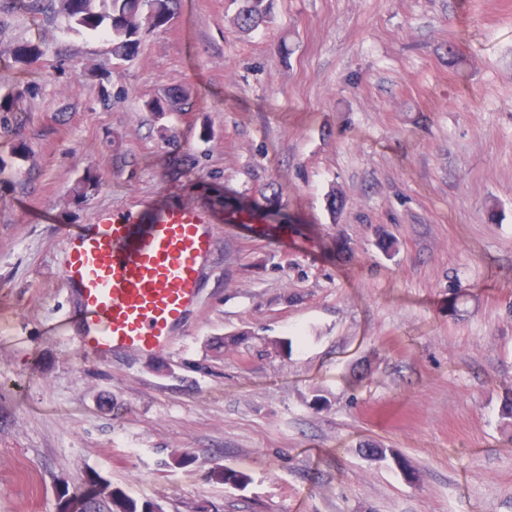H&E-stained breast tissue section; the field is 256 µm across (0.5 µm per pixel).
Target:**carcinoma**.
I'll return each mask as SVG.
<instances>
[{
    "label": "carcinoma",
    "mask_w": 512,
    "mask_h": 512,
    "mask_svg": "<svg viewBox=\"0 0 512 512\" xmlns=\"http://www.w3.org/2000/svg\"><path fill=\"white\" fill-rule=\"evenodd\" d=\"M235 21L240 31L254 32L271 22L274 0H237ZM58 10L69 23L93 31L102 28L104 21H111L112 56L125 60L138 50L140 31L144 25L161 26L173 14L175 0H33V7L42 5ZM182 98L165 96L146 102L151 112L163 114L180 110ZM370 453L378 458H391L405 475H411L407 460L389 448H372Z\"/></svg>",
    "instance_id": "1"
}]
</instances>
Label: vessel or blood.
Here are the masks:
<instances>
[{
  "label": "vessel or blood",
  "mask_w": 512,
  "mask_h": 512,
  "mask_svg": "<svg viewBox=\"0 0 512 512\" xmlns=\"http://www.w3.org/2000/svg\"><path fill=\"white\" fill-rule=\"evenodd\" d=\"M97 213L63 226L62 284L76 291L81 354L170 349L199 303L213 260L216 224L201 210L168 203Z\"/></svg>",
  "instance_id": "vessel-or-blood-1"
}]
</instances>
